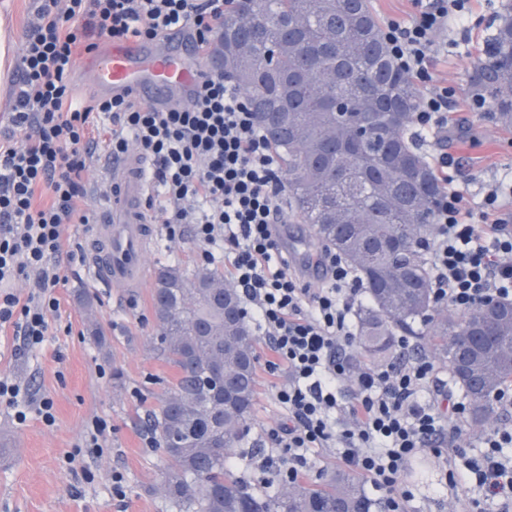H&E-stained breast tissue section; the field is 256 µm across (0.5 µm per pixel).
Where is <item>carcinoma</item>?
Wrapping results in <instances>:
<instances>
[{
  "mask_svg": "<svg viewBox=\"0 0 512 512\" xmlns=\"http://www.w3.org/2000/svg\"><path fill=\"white\" fill-rule=\"evenodd\" d=\"M219 45L224 70L252 91L288 204L368 294L357 312L361 351L383 358L396 338L425 335L467 401L468 422L497 418L494 395L512 383V301L455 315L437 306L426 252L440 183L408 136L419 94L392 60L370 0H235ZM472 82L512 129V14L486 41ZM239 308L218 267L156 272L153 351L173 374L149 427L167 460L169 512H371L345 472L260 492L227 467L256 398V336Z\"/></svg>",
  "mask_w": 512,
  "mask_h": 512,
  "instance_id": "carcinoma-1",
  "label": "carcinoma"
}]
</instances>
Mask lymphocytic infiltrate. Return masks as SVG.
<instances>
[{
    "mask_svg": "<svg viewBox=\"0 0 512 512\" xmlns=\"http://www.w3.org/2000/svg\"><path fill=\"white\" fill-rule=\"evenodd\" d=\"M470 2L414 0L410 21L384 23L393 57L422 88L414 121L423 130L448 127L456 91L433 81L438 36L450 20L465 18ZM229 4L40 0L22 44L9 129L0 134V325H11L26 348L42 347L48 317L60 306L56 258L66 227L89 221L86 173L94 155L102 144L115 153L137 147L155 164L148 207H159L166 223L192 225L204 260H212L214 247L231 245L225 260L244 312L286 372L276 399L288 423L270 430L273 451L261 468L292 481L308 465L305 449L332 448L385 491V512H405L413 497L404 480L408 466L429 452L445 461L442 487L450 495L473 490L472 508L511 504L512 425L485 431L478 453L459 447L466 406L455 399L447 410L436 406L445 385L434 362H354L350 315L360 287L341 259L323 255L325 288L302 287L290 273L278 241L286 184L245 98L223 72L203 73L193 101L165 111L129 95L77 99L72 73L79 53H93L103 41H153L179 27L205 49L223 29ZM434 165L443 186L429 249L437 304L465 312L512 300V222L502 212L512 184H487L476 208L450 186L448 155ZM43 193L48 202H38ZM18 280L29 284L26 297L6 289ZM0 403L17 424L32 417L55 422L53 400L31 399L13 378L0 377Z\"/></svg>",
    "mask_w": 512,
    "mask_h": 512,
    "instance_id": "1",
    "label": "lymphocytic infiltrate"
}]
</instances>
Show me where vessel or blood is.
Returning a JSON list of instances; mask_svg holds the SVG:
<instances>
[{
	"label": "vessel or blood",
	"instance_id": "vessel-or-blood-1",
	"mask_svg": "<svg viewBox=\"0 0 512 512\" xmlns=\"http://www.w3.org/2000/svg\"><path fill=\"white\" fill-rule=\"evenodd\" d=\"M197 46L176 30L159 40H131L88 61L83 75L97 92H128L156 107L186 104L200 70ZM148 159L140 151L113 156L104 177L109 193L101 197L97 223L88 244L87 263L94 283L141 288L149 280L145 256L151 243L146 201L154 192L144 173Z\"/></svg>",
	"mask_w": 512,
	"mask_h": 512
}]
</instances>
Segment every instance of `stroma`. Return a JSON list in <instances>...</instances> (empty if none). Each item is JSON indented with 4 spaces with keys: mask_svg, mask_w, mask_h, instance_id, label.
Returning <instances> with one entry per match:
<instances>
[{
    "mask_svg": "<svg viewBox=\"0 0 512 512\" xmlns=\"http://www.w3.org/2000/svg\"><path fill=\"white\" fill-rule=\"evenodd\" d=\"M37 0H0V26L10 39L8 67L0 76V129L12 107L11 84L18 69L24 34L35 21ZM512 12V0H474L468 34L452 30L456 49L439 57L435 78L468 95L472 62L491 36L501 15ZM438 147L452 155L450 169L458 187L480 199L486 183L512 176V131L500 127L490 112L452 114L448 137ZM430 142H422L431 153ZM153 240L147 254L150 268L200 263L193 227L181 225L168 236L162 213H155ZM65 282L56 288L58 318L39 350H18L11 326H0V376L28 384L34 397L53 399L56 421L40 419L17 424L10 408L0 405V512H166L161 491L166 459L152 438L146 409L157 407L171 373L152 351L158 332L151 287L134 291L90 285L84 265L62 263ZM257 398L243 443L227 460L228 468L253 488H281V481L262 470L270 454L267 431L286 423L275 399L286 383L285 371L269 373L265 364L274 354L265 340L257 346ZM106 419L111 430L103 456L83 455L68 463L66 456L81 444L91 420ZM442 459L425 455L415 460L407 479L417 487L406 512H462V499L438 492ZM124 477L125 494L112 493V475Z\"/></svg>",
    "mask_w": 512,
    "mask_h": 512,
    "instance_id": "obj_1",
    "label": "stroma"
}]
</instances>
